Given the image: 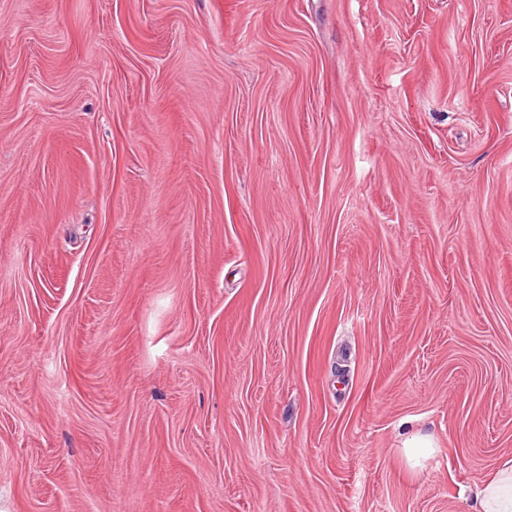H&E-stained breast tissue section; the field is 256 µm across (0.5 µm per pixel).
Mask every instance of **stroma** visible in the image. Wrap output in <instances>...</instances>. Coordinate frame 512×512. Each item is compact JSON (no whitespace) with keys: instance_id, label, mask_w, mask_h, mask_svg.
Returning <instances> with one entry per match:
<instances>
[{"instance_id":"stroma-1","label":"stroma","mask_w":512,"mask_h":512,"mask_svg":"<svg viewBox=\"0 0 512 512\" xmlns=\"http://www.w3.org/2000/svg\"><path fill=\"white\" fill-rule=\"evenodd\" d=\"M510 459L512 0H0V512H471ZM403 447L408 465L417 468L421 466L422 461L433 455L436 443L431 435L414 434L405 439Z\"/></svg>"}]
</instances>
